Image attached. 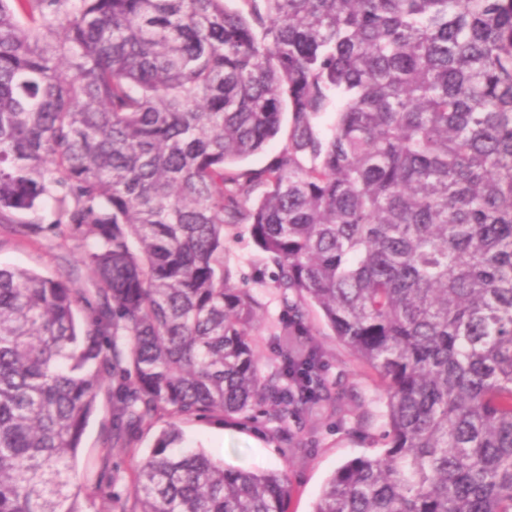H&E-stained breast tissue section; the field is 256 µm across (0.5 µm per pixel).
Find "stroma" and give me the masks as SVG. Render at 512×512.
Listing matches in <instances>:
<instances>
[{
	"mask_svg": "<svg viewBox=\"0 0 512 512\" xmlns=\"http://www.w3.org/2000/svg\"><path fill=\"white\" fill-rule=\"evenodd\" d=\"M226 257L237 279L251 283L253 261L258 249L246 225L226 231ZM82 244L53 234L26 237L9 224H0V265L21 267L54 277L72 273L74 285L89 287L90 272L81 264ZM308 326L325 353V382L339 398L336 410L303 415L288 421V436L293 454L284 457L283 444L268 425L243 426L216 416L182 418L178 425L187 444L225 465L260 472H286L290 495L288 512H313L315 503L331 475L345 462L381 452L383 431L376 374L363 368L351 351L339 343L317 313H310ZM110 407L99 398L82 439L76 470L80 478L92 480L104 454L121 475L115 490L126 493L131 486L138 457L148 454L156 436L169 422L168 416L156 418L136 436V453L108 452L107 428Z\"/></svg>",
	"mask_w": 512,
	"mask_h": 512,
	"instance_id": "obj_1",
	"label": "stroma"
}]
</instances>
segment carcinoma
<instances>
[{"label":"carcinoma","mask_w":512,"mask_h":512,"mask_svg":"<svg viewBox=\"0 0 512 512\" xmlns=\"http://www.w3.org/2000/svg\"><path fill=\"white\" fill-rule=\"evenodd\" d=\"M235 2L0 0V224L81 240L95 280L0 267V512H287L285 473L174 422L125 497L76 458L103 393L115 446L335 404L312 310L386 426L314 512H512V0ZM234 224L286 306L271 356ZM288 135V114H284L281 131L278 136L269 143L263 152L248 158L244 164L251 167H262L269 163L285 144ZM247 224H238L226 231V258L236 274V278L243 283L251 284L254 277L253 260L258 254Z\"/></svg>","instance_id":"cac0c4a2"}]
</instances>
